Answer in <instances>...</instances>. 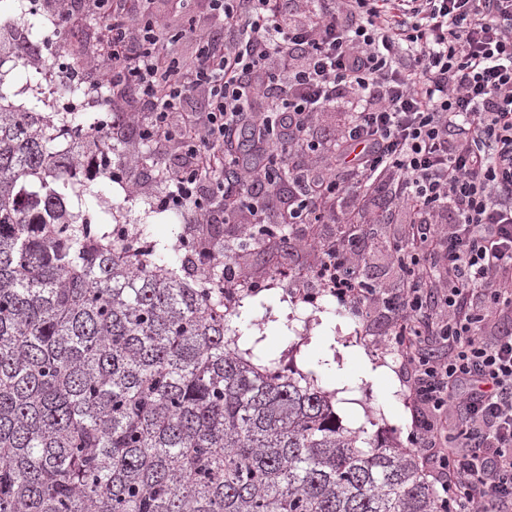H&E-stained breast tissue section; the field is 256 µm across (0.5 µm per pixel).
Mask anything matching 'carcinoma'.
Masks as SVG:
<instances>
[{
  "mask_svg": "<svg viewBox=\"0 0 512 512\" xmlns=\"http://www.w3.org/2000/svg\"><path fill=\"white\" fill-rule=\"evenodd\" d=\"M51 119L0 103V512H437L417 454L241 351L224 292L67 207Z\"/></svg>",
  "mask_w": 512,
  "mask_h": 512,
  "instance_id": "1",
  "label": "carcinoma"
}]
</instances>
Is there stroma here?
I'll return each mask as SVG.
<instances>
[{"mask_svg": "<svg viewBox=\"0 0 512 512\" xmlns=\"http://www.w3.org/2000/svg\"><path fill=\"white\" fill-rule=\"evenodd\" d=\"M52 0H0V37L19 27L39 24L38 52L33 63L0 69V96L20 112L36 111L52 116L59 112L57 86L65 84V74L76 63L94 52L98 22L86 19L80 39L68 40L65 28L52 14ZM67 44L65 56H58L57 45ZM110 143L121 149L112 166L123 178L122 184L100 177L86 185L82 198H71V206H83L92 222L99 224H138L148 238L166 249V260H175L171 251L174 230L193 235L196 225L192 211H160L156 204L167 191L169 173L182 159L141 140L136 125L120 124L107 132ZM132 187L125 196L124 187ZM287 192L271 198L264 212L266 222L278 226L275 237H263L242 244L237 222L225 223V262L235 265L244 278L260 282V294L240 292L239 315L232 322L246 338V347L263 359L292 363L310 373L320 388L332 397L333 410L342 427L364 431L366 436L392 439L409 444L412 407L407 387L399 372V357L386 342L390 321L380 312L363 314L350 304L324 296L320 307L305 305L300 285L291 277L296 268H313L317 252L297 247L303 228L286 224L282 215ZM346 208H336L321 232L327 237L357 236L364 244L363 274L387 286L398 283L386 242L400 234L409 214L399 211L393 223L376 224L370 216L359 223L348 220Z\"/></svg>", "mask_w": 512, "mask_h": 512, "instance_id": "stroma-1", "label": "stroma"}]
</instances>
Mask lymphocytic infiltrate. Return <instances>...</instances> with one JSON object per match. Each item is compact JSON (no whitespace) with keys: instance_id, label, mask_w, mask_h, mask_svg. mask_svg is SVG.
Masks as SVG:
<instances>
[{"instance_id":"obj_1","label":"lymphocytic infiltrate","mask_w":512,"mask_h":512,"mask_svg":"<svg viewBox=\"0 0 512 512\" xmlns=\"http://www.w3.org/2000/svg\"><path fill=\"white\" fill-rule=\"evenodd\" d=\"M147 2L56 9L73 38L85 15L100 22L96 55L71 78L138 102L153 115L142 140L182 152L160 207L263 223L278 164L318 149L314 114L352 104L339 149L304 167L307 187L288 201L285 223L307 225L302 242L321 253L296 278L391 313L417 412L410 439L442 512H512V0H315L295 18L288 0H210L220 31L177 0L197 45L189 61L156 34ZM195 91L206 111L178 119ZM245 133L268 164L240 165ZM390 179L413 215L391 245L404 273L394 291L363 280L356 244L317 232L334 203L368 201Z\"/></svg>"}]
</instances>
